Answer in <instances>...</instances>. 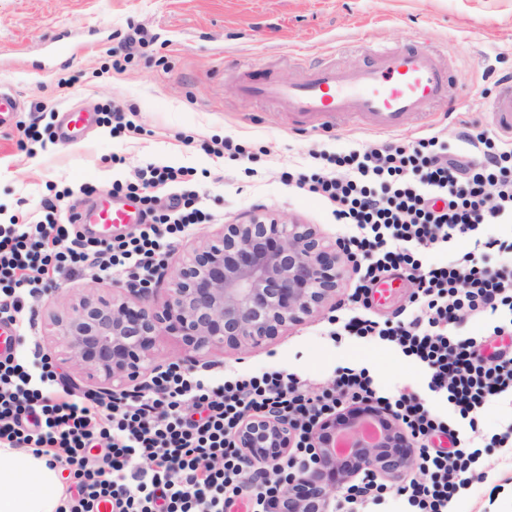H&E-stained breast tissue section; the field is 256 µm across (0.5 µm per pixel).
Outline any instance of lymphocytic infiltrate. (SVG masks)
<instances>
[{"label": "lymphocytic infiltrate", "mask_w": 512, "mask_h": 512, "mask_svg": "<svg viewBox=\"0 0 512 512\" xmlns=\"http://www.w3.org/2000/svg\"><path fill=\"white\" fill-rule=\"evenodd\" d=\"M465 148L448 151L440 135L379 140L340 154L311 151L313 168L286 173L288 183L317 195L338 223L353 226L343 247L358 274L351 295L365 304L372 288L396 271L414 286L405 317L379 322L350 317L342 332L395 345L429 371L428 393L444 396L447 413L427 395L383 392L366 369L340 368L316 389L295 375L264 371L237 375L219 387L169 365L142 393L111 401L75 392L48 357L33 363L0 355V444L30 448L66 466L76 486L60 512H270L288 483L290 467L309 457L307 435L343 405L376 403L397 416L416 453L406 481L390 487L373 478L349 490L338 512H450L455 499L481 482L478 421L512 394V352L495 339L512 335V267L489 269L468 252L429 264L480 226L512 221V141L465 124ZM187 167L147 165L113 193L138 200L146 218L135 236L102 241L79 230L67 194L45 200L38 215L0 225V322L20 326L23 299L73 273L120 274L141 287L158 275L180 235L212 220L190 189ZM488 315L499 321L489 338L464 327ZM275 408L295 429V452L280 466H251L234 436L243 419ZM467 430H459L457 421Z\"/></svg>", "instance_id": "obj_1"}]
</instances>
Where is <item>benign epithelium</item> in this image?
Wrapping results in <instances>:
<instances>
[{
  "instance_id": "obj_1",
  "label": "benign epithelium",
  "mask_w": 512,
  "mask_h": 512,
  "mask_svg": "<svg viewBox=\"0 0 512 512\" xmlns=\"http://www.w3.org/2000/svg\"><path fill=\"white\" fill-rule=\"evenodd\" d=\"M343 272L340 249L309 225L257 215L224 225L187 257L162 306L148 289L133 290L132 301L89 293L54 324L74 364L97 380L95 392L110 396L153 359L159 336L180 338L191 369L205 349H245L320 311ZM235 442L245 460L276 465L290 455L293 425L272 410L245 419ZM309 443L313 462L291 470L275 512H336V493L358 476L398 480L413 466V443L398 418L369 403L321 418Z\"/></svg>"
}]
</instances>
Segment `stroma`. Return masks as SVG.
I'll return each instance as SVG.
<instances>
[{
	"label": "stroma",
	"mask_w": 512,
	"mask_h": 512,
	"mask_svg": "<svg viewBox=\"0 0 512 512\" xmlns=\"http://www.w3.org/2000/svg\"><path fill=\"white\" fill-rule=\"evenodd\" d=\"M136 31L146 39L141 53L124 72L110 71L111 50ZM54 34L73 35L81 47L47 69L40 48ZM407 45L436 51L448 66L454 114L435 128L428 120L407 118L397 138L439 129L454 149L457 120L493 128L496 80L512 73V0H0V88L20 101L0 125V222L29 219L56 188L89 187L82 197L87 204L111 197L114 180L133 177L147 164L194 168L203 202L216 218L196 225L169 252L152 286L158 306L183 259L224 225L250 215L311 225L325 243H333L345 227L331 207L285 183L282 174L307 167L315 147L344 153L376 140L377 132L350 114L317 131L300 127L276 103L241 95L244 67L295 82L307 63L353 69L373 50ZM71 71L81 73L80 82L59 86ZM113 101L135 107L143 134L115 138L96 123L67 148L53 143L29 150L17 144L16 123L33 118L34 104L54 112L68 106L95 110ZM180 133L193 136L194 144L177 142ZM223 138L243 144L245 155L218 159L200 146ZM115 153L125 156V167H113ZM355 285L353 268H346L333 305L248 349L202 351L196 375L220 384L238 373L279 370L323 387L338 368L354 365L367 369L386 392L407 386L429 394L427 368L393 345L332 338L330 318L347 314ZM127 292L124 280L82 274L62 277L48 293L27 298L19 358L47 356L64 381L82 391L94 388V380L69 362L52 317L87 293L108 299ZM429 396L447 410L442 397ZM485 462L487 480L456 500L454 512H512V455L492 448Z\"/></svg>",
	"instance_id": "obj_1"
}]
</instances>
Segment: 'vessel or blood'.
<instances>
[{
  "label": "vessel or blood",
  "mask_w": 512,
  "mask_h": 512,
  "mask_svg": "<svg viewBox=\"0 0 512 512\" xmlns=\"http://www.w3.org/2000/svg\"><path fill=\"white\" fill-rule=\"evenodd\" d=\"M451 76L436 54L416 48L379 49L364 67L347 71L330 65L307 67L301 80L285 84L261 69H251L242 86L244 97L277 102L308 127L332 123L336 115L352 113L378 132L398 130L405 119L427 114L448 103ZM496 129L512 139V82L502 84L492 105ZM94 122L92 113L68 107L58 114L57 141L64 146L81 139ZM79 223L99 227L110 236L113 227L135 224L137 211L118 204L77 207Z\"/></svg>",
  "instance_id": "1"
}]
</instances>
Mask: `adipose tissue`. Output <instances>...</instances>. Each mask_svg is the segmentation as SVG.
<instances>
[{
	"mask_svg": "<svg viewBox=\"0 0 512 512\" xmlns=\"http://www.w3.org/2000/svg\"><path fill=\"white\" fill-rule=\"evenodd\" d=\"M66 486L49 457L0 446V512H57Z\"/></svg>",
	"mask_w": 512,
	"mask_h": 512,
	"instance_id": "obj_1",
	"label": "adipose tissue"
}]
</instances>
